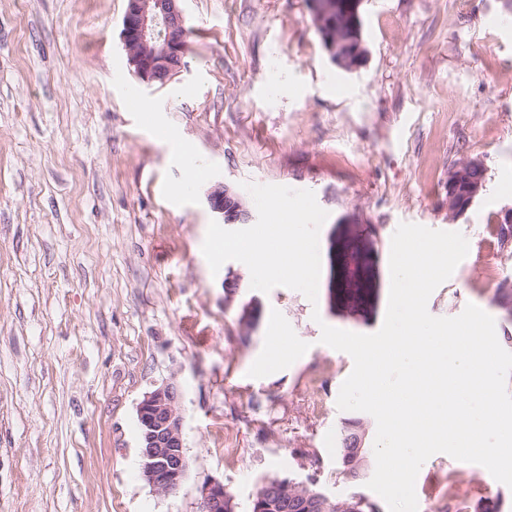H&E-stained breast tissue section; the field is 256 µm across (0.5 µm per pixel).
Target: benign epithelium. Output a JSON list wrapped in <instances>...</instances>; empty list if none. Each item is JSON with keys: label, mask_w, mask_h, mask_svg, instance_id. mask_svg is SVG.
Listing matches in <instances>:
<instances>
[{"label": "benign epithelium", "mask_w": 512, "mask_h": 512, "mask_svg": "<svg viewBox=\"0 0 512 512\" xmlns=\"http://www.w3.org/2000/svg\"><path fill=\"white\" fill-rule=\"evenodd\" d=\"M182 0H126L122 17L121 40L130 66L137 78L148 86L167 84L187 68L186 47L182 44L184 30ZM362 0H309L310 10L321 19L340 9L353 21H359ZM165 32L164 46L151 48L158 31ZM324 43L339 68L352 71L362 64L366 49L362 46L342 53L340 40L332 28H323ZM483 169L480 161L462 162L448 177V210L453 214L466 211L481 193L484 180L473 176ZM210 209L225 224H247L250 211L238 205L239 194L231 187L217 184L206 194ZM358 258L350 259L349 268L341 280L342 291L349 293L363 287L358 275ZM182 391L174 381H165L146 392L137 406L139 448L142 476L157 492L176 491L189 467L184 439V418L181 412ZM202 512H224V483L210 480L201 487Z\"/></svg>", "instance_id": "7a95c632"}]
</instances>
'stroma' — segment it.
<instances>
[{
  "mask_svg": "<svg viewBox=\"0 0 512 512\" xmlns=\"http://www.w3.org/2000/svg\"><path fill=\"white\" fill-rule=\"evenodd\" d=\"M181 6L188 68L150 87L120 39L126 0H0V512H200L213 479L249 512L271 477L388 512L336 461L353 360L321 327L379 330L391 237L409 222L470 245L430 314L472 303L512 334L496 298L512 282L498 235L512 209V0H363L367 54L351 72L308 0ZM473 158L486 187L449 214L448 177ZM218 182L314 192L328 213L317 302L251 289L235 260L211 272L201 246ZM353 245L370 289L356 305L335 290ZM165 381L183 392L189 468L163 495L142 477L136 409ZM415 491L418 512L452 498L512 512L511 488L444 453Z\"/></svg>",
  "mask_w": 512,
  "mask_h": 512,
  "instance_id": "stroma-1",
  "label": "stroma"
}]
</instances>
